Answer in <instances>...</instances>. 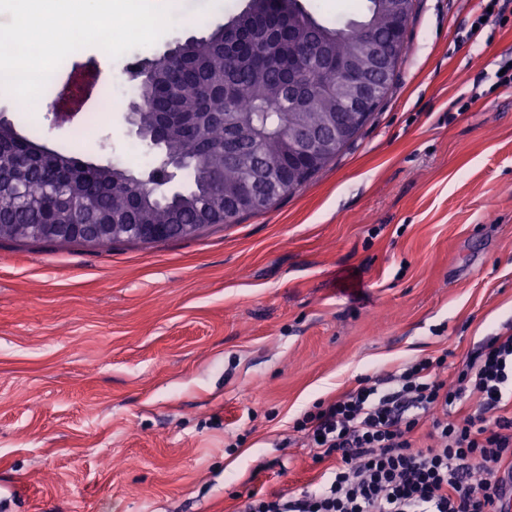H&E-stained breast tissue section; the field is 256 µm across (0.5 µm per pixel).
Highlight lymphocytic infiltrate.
I'll list each match as a JSON object with an SVG mask.
<instances>
[{"label":"lymphocytic infiltrate","instance_id":"obj_1","mask_svg":"<svg viewBox=\"0 0 512 512\" xmlns=\"http://www.w3.org/2000/svg\"><path fill=\"white\" fill-rule=\"evenodd\" d=\"M444 363L419 358L315 403L294 429L328 471L297 494L248 497L241 512H496L498 474L512 468V335L471 352L457 387L441 379ZM472 396L475 410L452 419ZM424 425L430 443L420 449Z\"/></svg>","mask_w":512,"mask_h":512}]
</instances>
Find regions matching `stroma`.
Returning a JSON list of instances; mask_svg holds the SVG:
<instances>
[{
    "instance_id": "35a3bbf8",
    "label": "stroma",
    "mask_w": 512,
    "mask_h": 512,
    "mask_svg": "<svg viewBox=\"0 0 512 512\" xmlns=\"http://www.w3.org/2000/svg\"><path fill=\"white\" fill-rule=\"evenodd\" d=\"M332 26L366 0H300ZM249 0H172L175 25L120 57L79 49L107 99L87 161L148 169L124 119L131 71ZM416 0L370 122L292 196L231 226L144 245L0 240V512H237L317 481L293 429L358 379L512 331V0ZM0 119L50 149L73 122Z\"/></svg>"
}]
</instances>
